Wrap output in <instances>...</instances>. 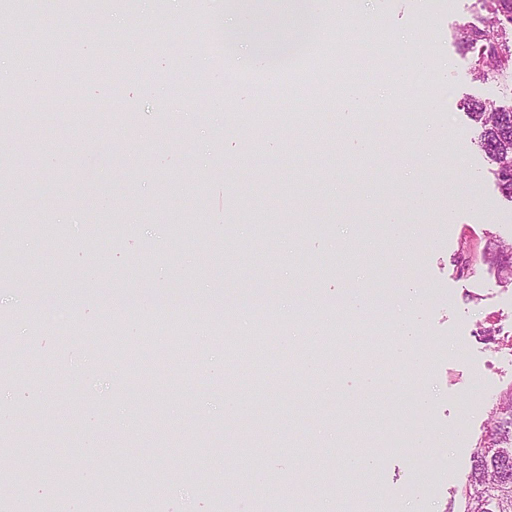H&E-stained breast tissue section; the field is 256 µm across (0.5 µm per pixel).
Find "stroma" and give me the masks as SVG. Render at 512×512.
Wrapping results in <instances>:
<instances>
[{
  "label": "stroma",
  "mask_w": 512,
  "mask_h": 512,
  "mask_svg": "<svg viewBox=\"0 0 512 512\" xmlns=\"http://www.w3.org/2000/svg\"><path fill=\"white\" fill-rule=\"evenodd\" d=\"M482 0H349L321 47L284 87L287 117L265 129L239 123L261 112L263 83L228 84L226 65L197 71L215 18L252 27H288L282 0H253L224 12L223 0H196L194 17L171 0H15L4 26L32 22L55 52L29 55L36 74L11 71L0 111L27 110L40 96L63 100L88 70L98 78L88 105L111 95L113 56L128 45L123 93L134 122L112 113L74 124L0 130L10 171L0 178V249L23 269L0 278V368L22 347L38 371L0 382V496L13 512H456L471 455L492 406L512 387V355L486 328L512 322V283L479 263L454 271L462 240L475 250L512 243V202L477 146L468 102L512 103V81L482 80L474 53L459 43L479 23ZM356 42L349 73L328 61L337 42ZM394 68L409 82H385ZM202 77L226 104L194 86ZM338 82L335 100L321 85ZM362 85L350 103L348 84ZM433 121V140L413 127ZM109 239V249L89 243ZM361 289L380 303L377 317L340 310L336 295ZM318 298V312L274 307L272 345L261 362L238 342L262 327L259 297ZM214 306L222 327L203 316L183 324L194 355L152 377L121 359L87 357L93 329L110 323L127 338L146 324V305ZM354 320L342 345L317 335L324 316ZM413 321L426 360L405 382V399L376 374L372 388L345 372L347 351L372 337L392 351L391 323ZM427 405L426 432L395 446L375 436L379 413ZM42 432L30 474L17 445ZM368 457L366 492L342 493L345 461ZM135 476L140 497H126Z\"/></svg>",
  "instance_id": "1"
}]
</instances>
